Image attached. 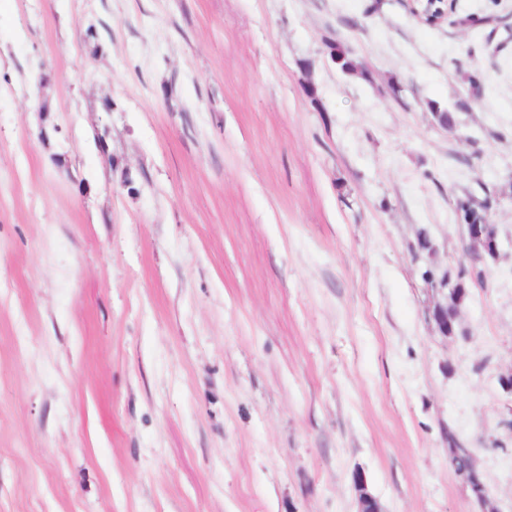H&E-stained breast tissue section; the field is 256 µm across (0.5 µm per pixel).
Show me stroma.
Instances as JSON below:
<instances>
[{
	"label": "stroma",
	"instance_id": "obj_1",
	"mask_svg": "<svg viewBox=\"0 0 512 512\" xmlns=\"http://www.w3.org/2000/svg\"><path fill=\"white\" fill-rule=\"evenodd\" d=\"M510 372L512 0H0V512H512ZM496 202L495 198L488 197L480 207H476L470 196L456 199L455 212L457 217L462 221L461 224H468V248L470 253L483 252L495 256L498 253L499 242L492 224H488L486 221L476 223L484 219L485 211ZM490 255L488 256L493 257ZM482 270L481 268L477 269L475 274L468 278V275H470V272H466L463 269H460L459 276L457 277V281L461 280L463 283L464 290H458V291H449L448 290V302L446 305H434L432 309V317L437 324L439 330L444 336H448V334H451L453 331V326L451 323H448V315L454 316L457 314V311L459 307H461L465 301L468 299L467 297V288L465 285L466 280H469L470 282L473 281V278L483 283L482 278ZM448 447L456 448L455 450H448L449 465L454 474L465 481L468 479L470 473V464L473 453L472 448H466L462 444L458 443L455 437L449 436Z\"/></svg>",
	"mask_w": 512,
	"mask_h": 512
}]
</instances>
